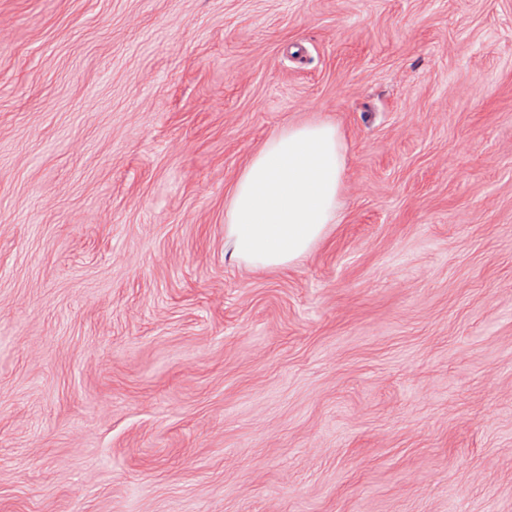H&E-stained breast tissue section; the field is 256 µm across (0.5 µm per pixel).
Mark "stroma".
<instances>
[{
  "label": "stroma",
  "instance_id": "obj_1",
  "mask_svg": "<svg viewBox=\"0 0 512 512\" xmlns=\"http://www.w3.org/2000/svg\"><path fill=\"white\" fill-rule=\"evenodd\" d=\"M314 116L342 222L235 264ZM0 512H512V0H0ZM346 150L336 125L286 124L247 159L224 199V242L239 265H294L340 224Z\"/></svg>",
  "mask_w": 512,
  "mask_h": 512
}]
</instances>
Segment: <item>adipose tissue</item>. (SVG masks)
I'll return each mask as SVG.
<instances>
[{"label": "adipose tissue", "mask_w": 512, "mask_h": 512, "mask_svg": "<svg viewBox=\"0 0 512 512\" xmlns=\"http://www.w3.org/2000/svg\"><path fill=\"white\" fill-rule=\"evenodd\" d=\"M346 150L336 125L303 121L273 132L224 200V240L246 267L294 265L340 223Z\"/></svg>", "instance_id": "ef3b65f1"}]
</instances>
